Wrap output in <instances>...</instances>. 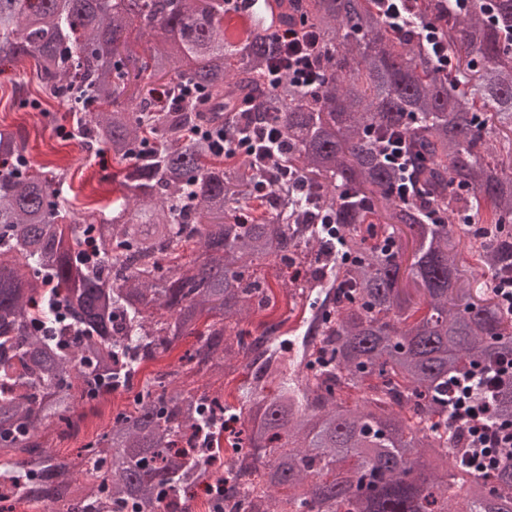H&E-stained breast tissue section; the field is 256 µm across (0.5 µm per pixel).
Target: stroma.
Here are the masks:
<instances>
[{
  "instance_id": "1",
  "label": "stroma",
  "mask_w": 512,
  "mask_h": 512,
  "mask_svg": "<svg viewBox=\"0 0 512 512\" xmlns=\"http://www.w3.org/2000/svg\"><path fill=\"white\" fill-rule=\"evenodd\" d=\"M68 110L66 103L42 90L34 59L0 65V131L23 132L31 165L66 174L68 193L77 203L90 196L108 200L122 196V187L108 179L112 171L109 153L99 147L87 150L78 139L59 134V127L71 124ZM257 275L269 285L272 300L244 322V329L257 336L265 327L277 326L279 337L272 347L280 356H287L292 348L303 349L312 309L324 301L327 283L314 281L305 297L298 299L286 286L279 264L261 262Z\"/></svg>"
}]
</instances>
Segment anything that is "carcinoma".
I'll return each instance as SVG.
<instances>
[{
  "label": "carcinoma",
  "instance_id": "obj_1",
  "mask_svg": "<svg viewBox=\"0 0 512 512\" xmlns=\"http://www.w3.org/2000/svg\"><path fill=\"white\" fill-rule=\"evenodd\" d=\"M277 3L328 58L313 91L286 77L270 87L266 21L229 42L224 0H0V63L34 58L45 92L71 104L83 145L102 144L127 189L80 221L57 202L64 176L29 164L0 174V381L20 388L0 393V512L36 501L40 512H171L229 478L256 490L234 512H512V448L490 483L457 462L469 434L448 435L449 379L512 360V313L494 289L512 274V0H474L468 13L413 0L448 45L446 71L418 35L385 25L377 0ZM136 29L153 37L146 53L128 41ZM184 84L205 90L206 108L155 107V92ZM246 101L281 127V162L343 240L333 318L312 323L337 380L305 374L307 352L297 363L252 354L240 328L269 302L260 262L301 288L295 257L325 260L288 181L262 198L268 167L194 135L202 123L247 130ZM395 132L418 161L408 202L374 146ZM24 156L22 139L0 136V161ZM90 241L100 256L88 261ZM463 251L479 274L459 267ZM186 336L180 369L138 378ZM240 355L260 366L235 409L210 387ZM189 374L208 378L204 389H186ZM116 392L128 406L76 456L49 450L47 434L80 430L79 405ZM494 409L512 424V374ZM225 444L228 465L207 469ZM89 467L98 480L77 482Z\"/></svg>",
  "mask_w": 512,
  "mask_h": 512
}]
</instances>
